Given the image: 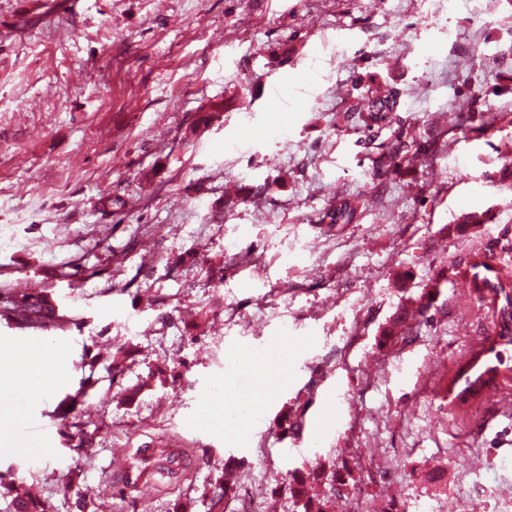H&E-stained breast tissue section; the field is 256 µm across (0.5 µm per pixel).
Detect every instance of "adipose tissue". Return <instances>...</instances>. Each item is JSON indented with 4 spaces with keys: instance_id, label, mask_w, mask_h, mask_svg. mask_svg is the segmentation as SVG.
<instances>
[{
    "instance_id": "adipose-tissue-1",
    "label": "adipose tissue",
    "mask_w": 512,
    "mask_h": 512,
    "mask_svg": "<svg viewBox=\"0 0 512 512\" xmlns=\"http://www.w3.org/2000/svg\"><path fill=\"white\" fill-rule=\"evenodd\" d=\"M71 370L69 353L47 342L31 346L21 354L6 347L0 349V423L25 421L24 406L14 400L16 392H24L32 402L41 400L65 383ZM228 414L246 422L254 411L250 404L241 400L239 393L220 384L205 423L211 428L223 429L224 417Z\"/></svg>"
}]
</instances>
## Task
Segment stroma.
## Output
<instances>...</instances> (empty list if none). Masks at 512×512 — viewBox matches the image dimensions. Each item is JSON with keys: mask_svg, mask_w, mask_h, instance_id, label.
<instances>
[{"mask_svg": "<svg viewBox=\"0 0 512 512\" xmlns=\"http://www.w3.org/2000/svg\"><path fill=\"white\" fill-rule=\"evenodd\" d=\"M371 87L396 94L379 129ZM511 147L512 0H0V311L33 288L64 317L0 314V346L73 369L29 410L49 452L0 454V512H206L227 463L262 485L252 512H294L298 468L348 470L336 512H512V350L489 394L453 384L502 305L472 264L512 269ZM284 338L248 436L205 426L213 384L250 383L226 354ZM148 445L168 476L125 487Z\"/></svg>", "mask_w": 512, "mask_h": 512, "instance_id": "stroma-1", "label": "stroma"}]
</instances>
